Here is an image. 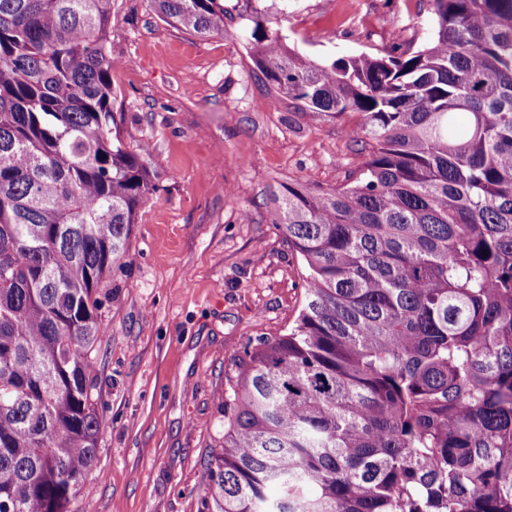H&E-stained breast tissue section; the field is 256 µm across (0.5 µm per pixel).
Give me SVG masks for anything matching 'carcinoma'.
Here are the masks:
<instances>
[{
	"label": "carcinoma",
	"mask_w": 512,
	"mask_h": 512,
	"mask_svg": "<svg viewBox=\"0 0 512 512\" xmlns=\"http://www.w3.org/2000/svg\"><path fill=\"white\" fill-rule=\"evenodd\" d=\"M152 2L224 33V0ZM243 2L271 103L354 118L362 162L273 194L304 300L237 358L201 512H512V0L325 65ZM111 15L0 0V512H72L96 463L99 287L153 190L112 136Z\"/></svg>",
	"instance_id": "1"
}]
</instances>
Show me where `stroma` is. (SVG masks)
Returning a JSON list of instances; mask_svg holds the SVG:
<instances>
[{
	"mask_svg": "<svg viewBox=\"0 0 512 512\" xmlns=\"http://www.w3.org/2000/svg\"><path fill=\"white\" fill-rule=\"evenodd\" d=\"M224 5V33L199 38L150 0H112V130L131 151L149 145L156 190L100 285L98 458L73 512H199L235 360L248 340L282 333L303 300L302 262L273 223L272 194L295 181L336 187L352 170L346 121L269 105L241 0ZM260 5L288 47L319 63L417 47L432 33L429 0Z\"/></svg>",
	"mask_w": 512,
	"mask_h": 512,
	"instance_id": "obj_1",
	"label": "stroma"
}]
</instances>
